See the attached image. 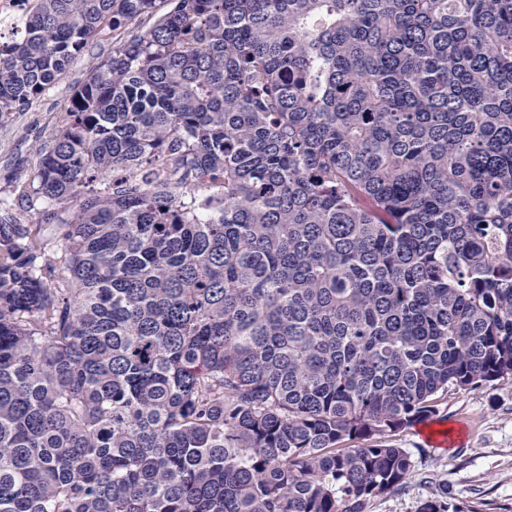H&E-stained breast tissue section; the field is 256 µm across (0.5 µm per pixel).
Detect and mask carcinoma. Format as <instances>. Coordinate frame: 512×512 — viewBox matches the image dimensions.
<instances>
[{"instance_id":"1","label":"carcinoma","mask_w":512,"mask_h":512,"mask_svg":"<svg viewBox=\"0 0 512 512\" xmlns=\"http://www.w3.org/2000/svg\"><path fill=\"white\" fill-rule=\"evenodd\" d=\"M0 120V512H366L512 378V0H31ZM418 512H460L448 499ZM112 47V33L94 38L56 87L23 112H12L0 121V196L11 195L19 183L36 174L40 152L52 143V133L61 123L73 87L83 82L89 70Z\"/></svg>"}]
</instances>
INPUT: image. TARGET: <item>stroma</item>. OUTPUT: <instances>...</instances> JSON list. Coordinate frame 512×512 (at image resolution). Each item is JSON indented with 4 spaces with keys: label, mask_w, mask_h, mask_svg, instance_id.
<instances>
[{
    "label": "stroma",
    "mask_w": 512,
    "mask_h": 512,
    "mask_svg": "<svg viewBox=\"0 0 512 512\" xmlns=\"http://www.w3.org/2000/svg\"><path fill=\"white\" fill-rule=\"evenodd\" d=\"M111 46L108 35L90 41L53 90L0 121V196L35 175L74 87ZM430 420L457 431L454 446L432 447L419 423L371 436V443L406 449L413 475L406 487L372 499L366 512H417L423 501L442 497L461 512H512V379L438 395Z\"/></svg>",
    "instance_id": "stroma-1"
}]
</instances>
